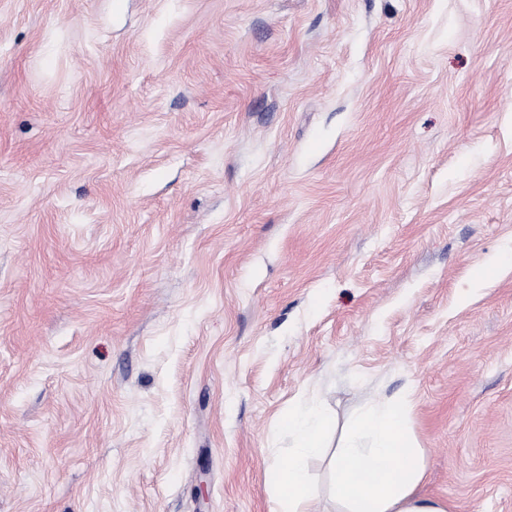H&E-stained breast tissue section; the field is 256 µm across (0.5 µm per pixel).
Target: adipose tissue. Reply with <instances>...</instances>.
<instances>
[{
  "mask_svg": "<svg viewBox=\"0 0 512 512\" xmlns=\"http://www.w3.org/2000/svg\"><path fill=\"white\" fill-rule=\"evenodd\" d=\"M404 400L366 404L351 421L330 459L335 512H448L446 503L416 489L425 477L424 449L404 434ZM292 445L274 482L283 512H307L313 485L310 459L322 455L331 418L316 403L296 406L286 422Z\"/></svg>",
  "mask_w": 512,
  "mask_h": 512,
  "instance_id": "adipose-tissue-1",
  "label": "adipose tissue"
}]
</instances>
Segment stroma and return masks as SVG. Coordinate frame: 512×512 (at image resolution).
<instances>
[{"label":"stroma","instance_id":"1","mask_svg":"<svg viewBox=\"0 0 512 512\" xmlns=\"http://www.w3.org/2000/svg\"><path fill=\"white\" fill-rule=\"evenodd\" d=\"M408 396L512 512V0H0V512H276L281 425Z\"/></svg>","mask_w":512,"mask_h":512}]
</instances>
